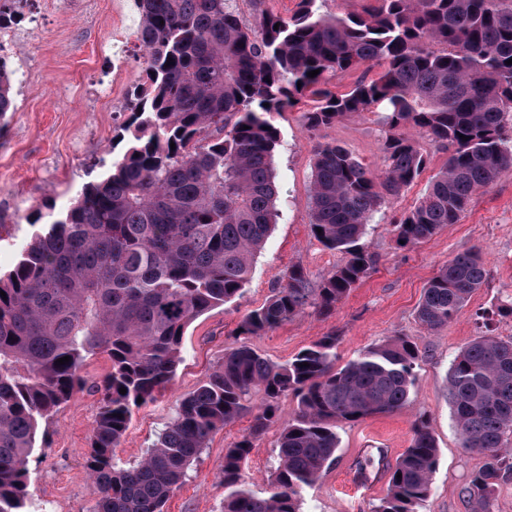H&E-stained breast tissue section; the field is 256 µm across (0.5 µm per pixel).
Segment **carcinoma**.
<instances>
[{"label":"carcinoma","mask_w":512,"mask_h":512,"mask_svg":"<svg viewBox=\"0 0 512 512\" xmlns=\"http://www.w3.org/2000/svg\"><path fill=\"white\" fill-rule=\"evenodd\" d=\"M23 2L0 0V29L17 22ZM236 2L134 0L145 78L128 93L123 148L68 208L48 213L14 267L0 274V512H28V458L39 424L83 390L85 362L98 354L111 370L96 385L85 460L93 512H163L210 435L247 415L248 432L224 453L222 512H300L302 491L336 457L337 424L359 422L373 407L389 413L411 403L419 350L404 336L342 365L334 333L284 363L246 338L309 308L333 314L374 270L367 226L427 163L399 128H417L449 151L418 204L395 224L403 248L458 223L477 191L512 171V0H366L345 15L299 0L288 19L250 0L252 25ZM362 66L379 72L333 91V81ZM313 70L319 74L308 77ZM12 74L1 54L0 120L15 111ZM303 98L313 102L303 113L312 128L380 109L389 129L379 171L337 144L315 153L311 231L346 260L317 285L301 265L289 266L153 448L122 467L113 450L133 410L174 381L185 329L240 297L251 276L278 216L275 120ZM488 277L478 252L456 255L424 289L419 322L430 330L448 325ZM65 356L69 362L56 364ZM290 394L297 410L283 421L279 401ZM448 396L462 447L484 459L466 488L472 512H492L493 492L512 477L505 444L512 337L487 331L464 347L448 371ZM280 420L273 477L258 492L243 463ZM438 456L420 414L371 512H418Z\"/></svg>","instance_id":"1"}]
</instances>
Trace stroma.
<instances>
[{
    "instance_id": "stroma-1",
    "label": "stroma",
    "mask_w": 512,
    "mask_h": 512,
    "mask_svg": "<svg viewBox=\"0 0 512 512\" xmlns=\"http://www.w3.org/2000/svg\"><path fill=\"white\" fill-rule=\"evenodd\" d=\"M135 32L133 0H30L22 21L0 33V49L12 58L15 112L0 130V272L15 265L46 206L66 209L83 185L106 171L112 140L127 120V92L144 76L138 44L115 40L116 28ZM303 101L276 120L280 143L274 154L279 189L277 222L242 295L196 319L185 330L174 382L156 401L136 408L115 448L118 465L129 467L152 448L182 398L206 381L224 357L236 329L249 311L263 305L277 279L298 263L319 283L345 257L324 248L310 231V179L319 145L335 143L372 168L382 165L385 127L380 114L340 117L331 125L309 128ZM418 140L430 162L412 185L382 208L370 224L366 243L378 262L329 317L306 312L250 344L267 358L284 362L321 336L336 333L337 353L348 361L359 350L401 335L420 354L409 408L340 424L336 457L316 482L302 492L301 512H370L387 490V476L359 486L364 465L357 451L370 436L386 439L389 467L408 448L415 414H424L439 448L431 491L419 512H470L463 494L470 473L482 458L461 446L448 402L446 376L454 356L483 331L481 313L492 316L493 335L512 337V318L495 309L512 294V172L477 192L460 221L441 228L431 240L399 248L394 225L427 191L448 158L447 150L417 129L402 128ZM477 248L490 271L459 317L427 329L416 317L429 280L456 255ZM106 355L87 360L88 387L40 426L30 456V489L48 512H91L94 488L84 460L100 395L95 382L110 371ZM250 417L214 432L185 482L166 502L164 512H221L224 504V452L247 432ZM280 424L258 437L243 467L254 489H264L277 453Z\"/></svg>"
}]
</instances>
